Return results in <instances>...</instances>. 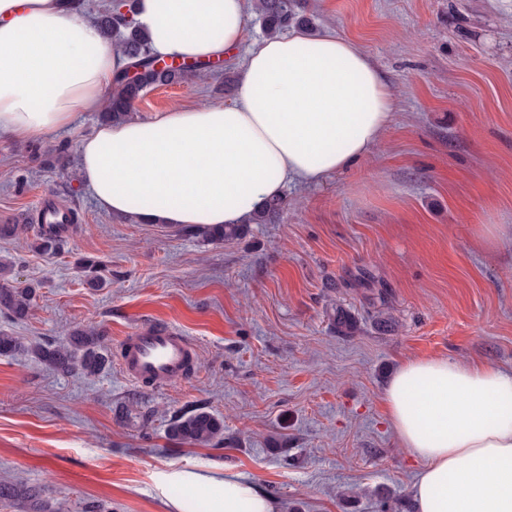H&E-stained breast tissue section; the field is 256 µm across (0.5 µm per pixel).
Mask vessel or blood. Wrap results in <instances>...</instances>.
Segmentation results:
<instances>
[{
  "mask_svg": "<svg viewBox=\"0 0 512 512\" xmlns=\"http://www.w3.org/2000/svg\"><path fill=\"white\" fill-rule=\"evenodd\" d=\"M197 353L195 342L179 329L148 322L124 338L119 367L133 383L164 387L194 371Z\"/></svg>",
  "mask_w": 512,
  "mask_h": 512,
  "instance_id": "1",
  "label": "vessel or blood"
}]
</instances>
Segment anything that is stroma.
Masks as SVG:
<instances>
[{"instance_id": "obj_1", "label": "stroma", "mask_w": 512, "mask_h": 512, "mask_svg": "<svg viewBox=\"0 0 512 512\" xmlns=\"http://www.w3.org/2000/svg\"><path fill=\"white\" fill-rule=\"evenodd\" d=\"M297 5L310 33L369 55L395 115L364 161L287 186L277 223L217 244L104 212L79 168L96 112L46 143L0 140V224L27 223L41 200L82 218L59 255L0 238L17 284L39 286L28 320L0 316V330L48 343L95 326L115 355L155 320L199 347L195 373L158 389L114 362L91 381L0 357V481L39 488L53 512H167L181 489L157 478L180 468L246 473L279 512H415L421 464L389 425V377L429 357L512 371V240L487 250L475 235L512 225V0ZM241 64L156 87L131 116L227 104ZM86 257L104 264L103 288L83 283ZM339 308L351 335L336 332ZM197 407L223 416L222 447L169 440V419Z\"/></svg>"}]
</instances>
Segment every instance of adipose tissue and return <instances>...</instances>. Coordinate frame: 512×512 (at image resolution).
<instances>
[{
  "label": "adipose tissue",
  "mask_w": 512,
  "mask_h": 512,
  "mask_svg": "<svg viewBox=\"0 0 512 512\" xmlns=\"http://www.w3.org/2000/svg\"><path fill=\"white\" fill-rule=\"evenodd\" d=\"M246 0H137L150 52L179 62L245 50L239 91L101 126L79 147L98 205L147 224L247 223L291 184L315 185L366 159L395 97L353 41L295 31L244 48ZM127 58L62 0H0V138L44 141L105 91ZM391 426L423 469L417 512H512V373L445 357L403 362L385 388ZM207 512H278L244 474H161Z\"/></svg>",
  "instance_id": "ef3b65f1"
}]
</instances>
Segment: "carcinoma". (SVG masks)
<instances>
[{"mask_svg":"<svg viewBox=\"0 0 512 512\" xmlns=\"http://www.w3.org/2000/svg\"><path fill=\"white\" fill-rule=\"evenodd\" d=\"M132 0H124L121 7H106L99 13L97 24L103 36L115 40V46L130 60L126 68L115 73L112 93L102 112V119L120 121L130 113L135 100L153 87L170 85L187 80L190 71L166 66L156 67L148 49V39L144 32L133 25L130 16ZM295 0H255L254 11L262 20L268 32L285 30L300 23ZM138 72L135 81L128 79L130 70ZM284 203L278 199L254 217L257 224H274L279 219ZM63 224L36 225L35 238L29 244L38 254L56 255L64 251L67 245V233L79 223L78 214L69 211ZM185 232L201 234L212 243L231 242L240 239L245 233L242 224H226L197 230L185 228ZM12 264L0 261V314L15 322L27 320L36 298L37 286L29 284L21 287L9 277ZM78 268L84 273L86 284L91 288H101L105 279L100 271L102 264L98 260L83 259ZM102 333L96 328H75L58 344L26 343L20 337L0 331V356L14 357L24 355L33 358L43 367L58 373H80L85 377H94L105 368L108 357L101 344ZM170 439L188 445H217L224 443V419L219 415L199 408L189 415L174 419L168 425ZM0 505H19L26 512H51V507L41 498L40 491L22 480L0 482Z\"/></svg>","mask_w":512,"mask_h":512,"instance_id":"1","label":"carcinoma"}]
</instances>
